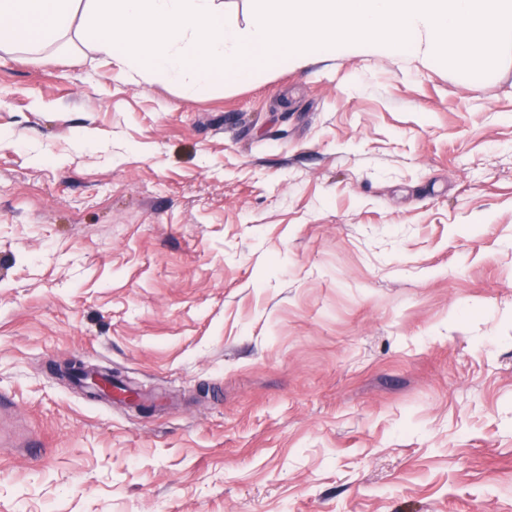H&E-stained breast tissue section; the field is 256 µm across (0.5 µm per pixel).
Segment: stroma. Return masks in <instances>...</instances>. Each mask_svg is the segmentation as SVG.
<instances>
[{
    "mask_svg": "<svg viewBox=\"0 0 512 512\" xmlns=\"http://www.w3.org/2000/svg\"><path fill=\"white\" fill-rule=\"evenodd\" d=\"M83 27L0 49V512H512V50L192 95Z\"/></svg>",
    "mask_w": 512,
    "mask_h": 512,
    "instance_id": "stroma-1",
    "label": "stroma"
}]
</instances>
